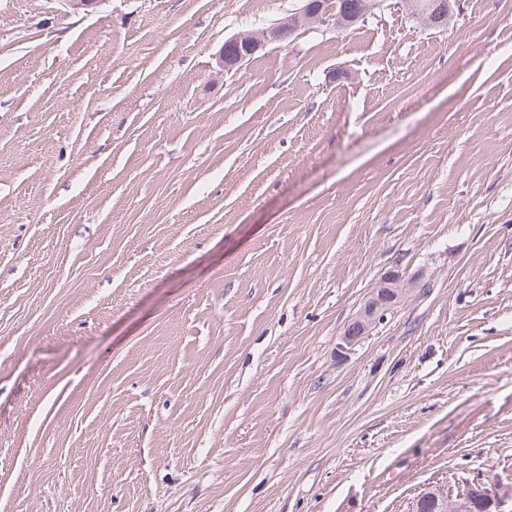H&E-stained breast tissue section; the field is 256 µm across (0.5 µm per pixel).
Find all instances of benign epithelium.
<instances>
[{"mask_svg": "<svg viewBox=\"0 0 512 512\" xmlns=\"http://www.w3.org/2000/svg\"><path fill=\"white\" fill-rule=\"evenodd\" d=\"M310 22L333 27L338 31L347 28V25L338 20L334 9L326 0H319L315 6L310 4L304 6L288 17L286 24L298 30ZM282 29L283 24L276 23L245 41L247 55H254L268 41L282 40ZM403 291L399 273L396 271L386 273L365 305L363 313L340 337L336 354L342 356L352 350L365 335L369 326L401 299ZM426 500L433 501L435 506L441 508L443 512H471L474 502L482 503L492 512H512L507 509L508 504L512 503V487L505 489L497 482L480 479L465 480L462 482V487L457 490L446 482L432 484L416 496L412 504V512H420Z\"/></svg>", "mask_w": 512, "mask_h": 512, "instance_id": "benign-epithelium-1", "label": "benign epithelium"}]
</instances>
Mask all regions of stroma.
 Masks as SVG:
<instances>
[{"label": "stroma", "instance_id": "1", "mask_svg": "<svg viewBox=\"0 0 512 512\" xmlns=\"http://www.w3.org/2000/svg\"><path fill=\"white\" fill-rule=\"evenodd\" d=\"M301 5L0 0V512L512 485V0L217 69ZM401 284V276L396 271L387 272L381 279L370 300L364 307L363 313L355 320L340 337L336 346V354H347L356 346L369 326L376 322L388 308L397 303L405 290Z\"/></svg>", "mask_w": 512, "mask_h": 512}]
</instances>
